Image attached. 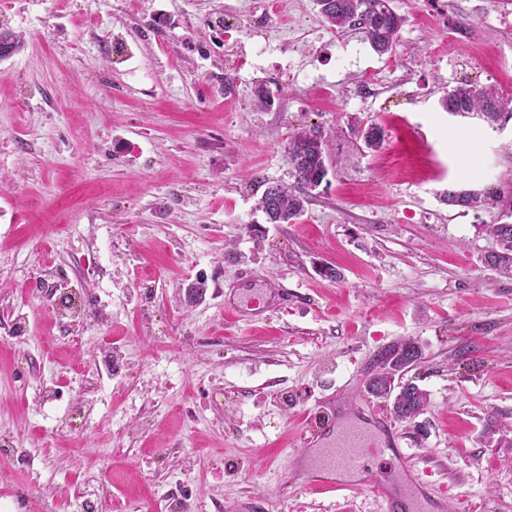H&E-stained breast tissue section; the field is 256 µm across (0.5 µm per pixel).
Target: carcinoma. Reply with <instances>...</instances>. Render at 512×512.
<instances>
[{
  "label": "carcinoma",
  "mask_w": 512,
  "mask_h": 512,
  "mask_svg": "<svg viewBox=\"0 0 512 512\" xmlns=\"http://www.w3.org/2000/svg\"><path fill=\"white\" fill-rule=\"evenodd\" d=\"M328 28L337 31H357L380 54L393 51L406 18L393 6V0H314ZM21 41L6 30H0V58L16 52ZM444 110L461 117L476 116L489 125H504L512 120V102L489 86L469 85L452 90L443 99ZM353 145L376 151L384 141V131L376 124L356 122L352 129ZM330 135L320 125H307L295 132L288 143V159L293 183L271 185L258 206L270 224H290L299 219L313 191L326 181L332 161L328 153ZM502 216L512 217V184L506 183L494 192ZM445 201L451 206L474 209L482 205L483 197L475 191L450 190ZM486 232L498 243V250L487 256V265L503 274H512V223L486 225ZM421 347L407 339L382 352L378 358L379 372L368 382V392L385 398L390 380L386 367L399 368L411 360H419ZM429 404L428 394L419 386L407 382L392 401V414L398 420L411 422L423 414Z\"/></svg>",
  "instance_id": "obj_1"
}]
</instances>
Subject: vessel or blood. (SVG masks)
Masks as SVG:
<instances>
[{"mask_svg":"<svg viewBox=\"0 0 512 512\" xmlns=\"http://www.w3.org/2000/svg\"><path fill=\"white\" fill-rule=\"evenodd\" d=\"M291 299L286 287L271 282L265 291L249 295L247 306L260 315L286 307ZM327 436L334 437L336 447L316 459L308 483L312 491L364 490L379 503L381 512H429L430 498L417 474L393 480L369 464L364 451L368 434L362 428L337 429L334 417L320 411L310 420L300 444L307 447L314 438Z\"/></svg>","mask_w":512,"mask_h":512,"instance_id":"b4317fda","label":"vessel or blood"}]
</instances>
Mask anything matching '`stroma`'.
<instances>
[{
    "mask_svg": "<svg viewBox=\"0 0 512 512\" xmlns=\"http://www.w3.org/2000/svg\"><path fill=\"white\" fill-rule=\"evenodd\" d=\"M241 2L0 0L24 42L0 58V512H379L312 494L329 445L302 457L299 436L328 397L390 418L366 384L406 338L429 405L375 465L426 472L434 512H512V275L483 260L501 211L443 199L512 181V122L440 105L466 83L512 97V0H394L385 55L313 0L225 30ZM358 120L379 151L353 146ZM315 124L328 183L267 223L256 205ZM48 268L84 317L49 305ZM248 280L294 299L239 321L224 303ZM351 131L354 135L353 145L356 147H361L363 144L365 148L377 151L383 144L384 131L376 124H364V121H357L356 127L351 129Z\"/></svg>",
    "mask_w": 512,
    "mask_h": 512,
    "instance_id": "1",
    "label": "stroma"
}]
</instances>
